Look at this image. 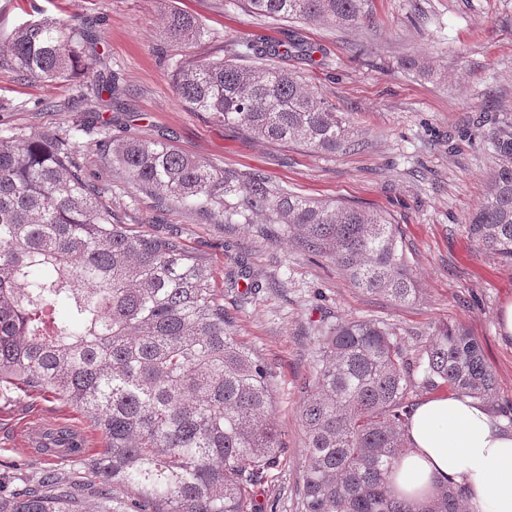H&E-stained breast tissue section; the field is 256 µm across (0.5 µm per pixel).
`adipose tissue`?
Segmentation results:
<instances>
[{
	"mask_svg": "<svg viewBox=\"0 0 512 512\" xmlns=\"http://www.w3.org/2000/svg\"><path fill=\"white\" fill-rule=\"evenodd\" d=\"M408 442L391 487L414 507L451 484L463 489L470 512H512V430L483 406L452 393L422 400Z\"/></svg>",
	"mask_w": 512,
	"mask_h": 512,
	"instance_id": "obj_1",
	"label": "adipose tissue"
}]
</instances>
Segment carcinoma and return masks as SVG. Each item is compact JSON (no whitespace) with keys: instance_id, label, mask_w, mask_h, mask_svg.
Returning a JSON list of instances; mask_svg holds the SVG:
<instances>
[{"instance_id":"1","label":"carcinoma","mask_w":512,"mask_h":512,"mask_svg":"<svg viewBox=\"0 0 512 512\" xmlns=\"http://www.w3.org/2000/svg\"><path fill=\"white\" fill-rule=\"evenodd\" d=\"M244 3L274 21L341 27L359 24L369 7V0ZM168 24L179 42L206 35L186 13L171 14ZM88 41L84 28L34 20L0 46V68L23 80L85 73ZM303 52L286 41L181 58L177 98L248 138L331 154L355 149L345 113L279 65ZM119 91L115 76H100L94 95ZM78 127L158 200L218 224L263 215L297 231L304 250L357 288L399 303L416 299L397 226L383 214L296 196L258 171H225L163 141H116L96 115ZM469 132L488 141L497 166L467 231L511 264L512 122L482 111ZM109 193L85 172L69 138L0 137V396L10 386L51 394L83 412L105 444L90 455L80 431L54 432L48 452L65 456L75 477L37 476L15 460L5 482L16 488L0 493V512H83L82 472L100 486L90 512H260L255 490L285 451L271 370L231 332L224 291L205 258L176 233L143 234L120 223ZM321 333L316 369L301 387V512H415L389 488L408 448L414 373L427 387L488 402L496 381L478 341L444 327L413 355L372 321H339ZM426 512H464V493L442 486Z\"/></svg>"}]
</instances>
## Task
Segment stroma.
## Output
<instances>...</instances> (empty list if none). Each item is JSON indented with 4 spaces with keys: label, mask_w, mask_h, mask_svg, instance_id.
Here are the masks:
<instances>
[{
    "label": "stroma",
    "mask_w": 512,
    "mask_h": 512,
    "mask_svg": "<svg viewBox=\"0 0 512 512\" xmlns=\"http://www.w3.org/2000/svg\"><path fill=\"white\" fill-rule=\"evenodd\" d=\"M193 15L207 39L173 41L171 13ZM50 18L87 27L94 44L89 73L69 80H21L0 71V135L51 131L73 135L86 171L112 190V211L136 230L176 232L203 254L237 340L264 360L276 390L274 418L287 450L256 490L263 512H299L304 434L300 386L316 367L323 325L348 318L384 325L417 351L440 325L477 338L495 375L489 411L512 418V342L501 337L500 313L512 300V264L482 252L466 229L495 165L485 142L466 128L477 112L512 118V0H373L363 24L272 23L242 0H0V44L22 24ZM303 42L311 56L285 59L337 111L347 113L360 142L347 153L251 140L174 92L177 59L219 57L228 43ZM436 70L405 68L406 59ZM112 72L122 90L101 111L112 136L165 141L216 167L263 173L278 188L379 211L397 224L405 260L419 288L398 304L367 294L327 260L305 252L278 225L216 224L130 184L123 170L75 134L97 76ZM247 269L259 290L246 299L229 273ZM31 420L85 428L81 414L52 396L0 398V463L28 457L33 470L70 473L66 461L26 456L21 438Z\"/></svg>",
    "instance_id": "1"
}]
</instances>
